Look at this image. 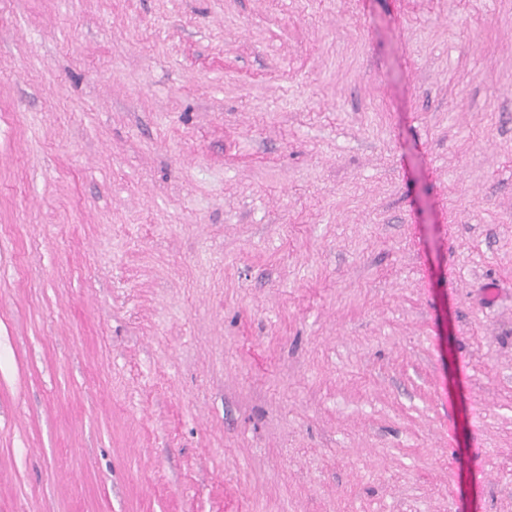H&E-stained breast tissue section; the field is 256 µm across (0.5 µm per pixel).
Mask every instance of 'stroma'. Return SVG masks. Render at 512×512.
I'll list each match as a JSON object with an SVG mask.
<instances>
[{"label":"stroma","mask_w":512,"mask_h":512,"mask_svg":"<svg viewBox=\"0 0 512 512\" xmlns=\"http://www.w3.org/2000/svg\"><path fill=\"white\" fill-rule=\"evenodd\" d=\"M0 512H512V0H0Z\"/></svg>","instance_id":"obj_1"}]
</instances>
